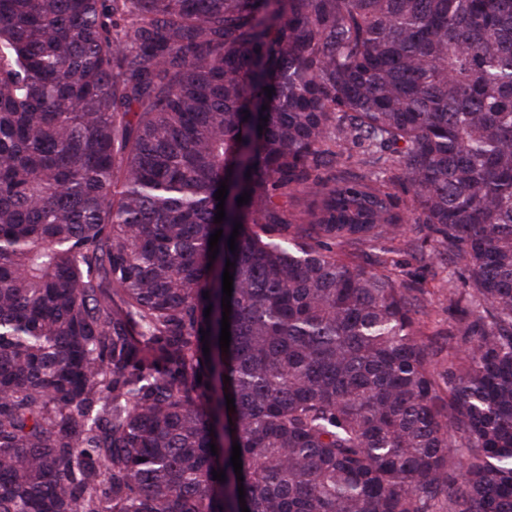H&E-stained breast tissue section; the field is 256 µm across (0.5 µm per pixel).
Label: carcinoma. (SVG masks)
<instances>
[{
    "mask_svg": "<svg viewBox=\"0 0 512 512\" xmlns=\"http://www.w3.org/2000/svg\"><path fill=\"white\" fill-rule=\"evenodd\" d=\"M411 222L466 260L444 398L336 255ZM244 505L512 512V0H0V512Z\"/></svg>",
    "mask_w": 512,
    "mask_h": 512,
    "instance_id": "carcinoma-1",
    "label": "carcinoma"
}]
</instances>
